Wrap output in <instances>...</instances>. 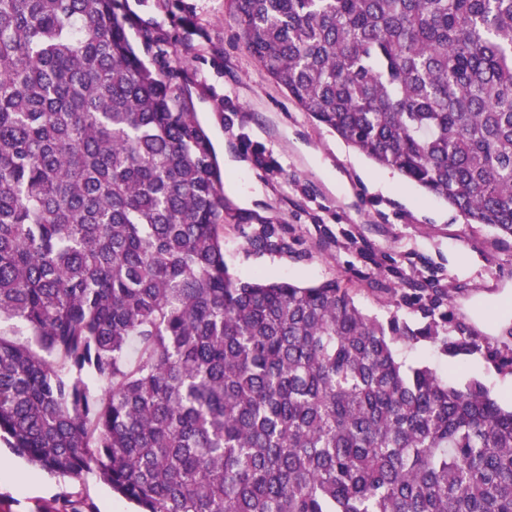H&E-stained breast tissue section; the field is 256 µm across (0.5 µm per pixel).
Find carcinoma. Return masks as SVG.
Returning a JSON list of instances; mask_svg holds the SVG:
<instances>
[{"mask_svg":"<svg viewBox=\"0 0 512 512\" xmlns=\"http://www.w3.org/2000/svg\"><path fill=\"white\" fill-rule=\"evenodd\" d=\"M246 51L381 168L512 239V0H231ZM121 0H0V439L139 512H512V410L338 280L230 273L224 175ZM255 251L288 242L267 221ZM104 382L105 393L95 390Z\"/></svg>","mask_w":512,"mask_h":512,"instance_id":"1","label":"carcinoma"}]
</instances>
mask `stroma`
Instances as JSON below:
<instances>
[{"label":"stroma","mask_w":512,"mask_h":512,"mask_svg":"<svg viewBox=\"0 0 512 512\" xmlns=\"http://www.w3.org/2000/svg\"><path fill=\"white\" fill-rule=\"evenodd\" d=\"M128 36L145 63L168 61L188 111L213 141L224 173V250L231 272L303 285L336 279L380 321L421 322L428 297L404 296L405 281L432 283L454 297L448 333L473 331L478 349L460 355L421 341L396 343L399 360L427 365L450 386L482 383L502 406L512 395V239L499 240L398 172L377 188L381 167L302 112L245 50L227 0H124ZM161 35L145 48V32ZM288 241L284 253L249 248L257 217ZM0 463L24 470L25 485L0 480V512H132L88 472L53 477L0 444Z\"/></svg>","instance_id":"obj_1"}]
</instances>
